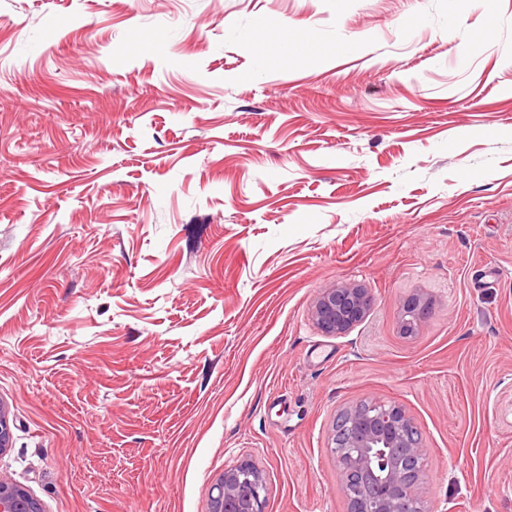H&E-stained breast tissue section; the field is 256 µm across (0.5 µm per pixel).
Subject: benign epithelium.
Wrapping results in <instances>:
<instances>
[{
	"instance_id": "1",
	"label": "benign epithelium",
	"mask_w": 512,
	"mask_h": 512,
	"mask_svg": "<svg viewBox=\"0 0 512 512\" xmlns=\"http://www.w3.org/2000/svg\"><path fill=\"white\" fill-rule=\"evenodd\" d=\"M368 289L333 285L322 289L312 316L327 336L347 335L367 316ZM426 310L423 297L401 304L400 332L410 336ZM11 426L0 403V452L10 447ZM336 455L338 482L347 512H436L420 495L426 479V449L421 433L395 401L372 399L341 411L329 435ZM210 497V512H265L266 482L260 469L244 458L224 469ZM32 498L23 489L0 481V512H31Z\"/></svg>"
}]
</instances>
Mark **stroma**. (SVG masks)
Returning a JSON list of instances; mask_svg holds the SVG:
<instances>
[{
    "label": "stroma",
    "mask_w": 512,
    "mask_h": 512,
    "mask_svg": "<svg viewBox=\"0 0 512 512\" xmlns=\"http://www.w3.org/2000/svg\"><path fill=\"white\" fill-rule=\"evenodd\" d=\"M371 398L439 512H512V0H0V480L208 512L248 458L266 512H347ZM372 296L359 285H333L322 289L312 310V316L327 336H346L367 316ZM427 306L420 295H411L403 300L401 304L400 332L411 336L415 325L421 320ZM409 317V318H407Z\"/></svg>",
    "instance_id": "stroma-1"
}]
</instances>
